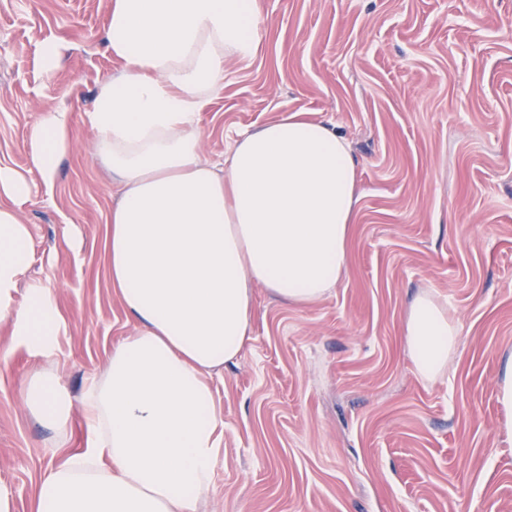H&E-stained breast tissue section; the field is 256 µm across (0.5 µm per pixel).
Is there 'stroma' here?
I'll list each match as a JSON object with an SVG mask.
<instances>
[{"mask_svg":"<svg viewBox=\"0 0 512 512\" xmlns=\"http://www.w3.org/2000/svg\"><path fill=\"white\" fill-rule=\"evenodd\" d=\"M109 0H0V165L24 171L27 134L67 103L73 145L52 188L21 208L30 275L67 322L51 356L0 334V485L32 512L63 452L83 447L25 406L37 373L79 397L135 329L112 292L107 218L118 188L82 122L106 54ZM269 36L224 73L202 114V155L289 112L330 121L359 162L348 269L295 307L255 286L251 341L214 375L224 439L202 512H512V0H264ZM62 48L54 76L44 43ZM82 239L71 249L72 235ZM424 291L460 326L444 379L427 382L403 321Z\"/></svg>","mask_w":512,"mask_h":512,"instance_id":"1","label":"stroma"}]
</instances>
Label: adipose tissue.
<instances>
[{
	"mask_svg": "<svg viewBox=\"0 0 512 512\" xmlns=\"http://www.w3.org/2000/svg\"><path fill=\"white\" fill-rule=\"evenodd\" d=\"M265 30L262 0H110L104 47L120 69L96 80L83 121L119 187L109 276L137 326L86 383L85 446L46 472L34 512H201L224 438L211 379L251 340L254 285L308 305L346 270L357 165L327 121L291 112L240 133L224 161L201 155L202 112ZM72 126L62 104L29 131L45 185ZM29 175L0 166V328L46 356L68 322L53 290L27 277ZM403 333L416 374L444 377L460 334L447 305L422 293ZM24 400L54 428L72 408L59 380L39 375Z\"/></svg>",
	"mask_w": 512,
	"mask_h": 512,
	"instance_id": "obj_1",
	"label": "adipose tissue"
}]
</instances>
